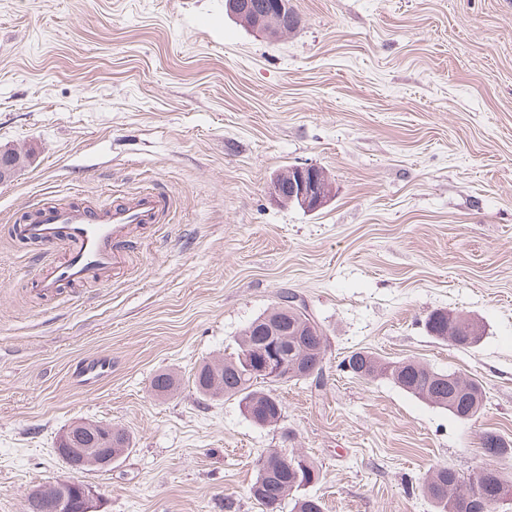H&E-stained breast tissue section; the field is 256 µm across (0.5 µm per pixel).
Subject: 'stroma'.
Wrapping results in <instances>:
<instances>
[{
    "instance_id": "35a3bbf8",
    "label": "stroma",
    "mask_w": 512,
    "mask_h": 512,
    "mask_svg": "<svg viewBox=\"0 0 512 512\" xmlns=\"http://www.w3.org/2000/svg\"><path fill=\"white\" fill-rule=\"evenodd\" d=\"M290 3L297 25L267 39L224 0H0V146L31 155L0 182V512L61 480L102 512H261L272 449L316 462L324 512H433L437 464L512 479L481 445H512V0ZM304 163L335 187L316 211L270 192ZM145 190L172 207L128 265L42 295L17 219ZM285 290L325 333L323 383L272 384L283 416L261 427L193 373ZM436 310L480 320V342L432 338ZM358 351L470 377L483 408L461 421L357 378ZM81 358L111 377L82 381ZM90 420L133 439L110 471L54 451Z\"/></svg>"
}]
</instances>
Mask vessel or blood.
Here are the masks:
<instances>
[{"instance_id": "vessel-or-blood-1", "label": "vessel or blood", "mask_w": 512, "mask_h": 512, "mask_svg": "<svg viewBox=\"0 0 512 512\" xmlns=\"http://www.w3.org/2000/svg\"><path fill=\"white\" fill-rule=\"evenodd\" d=\"M171 200L149 191L112 203L48 205L20 220L18 237L53 247L72 243V251L60 261L43 258L39 286L44 295L61 289L98 282L123 267L137 232L163 223Z\"/></svg>"}]
</instances>
